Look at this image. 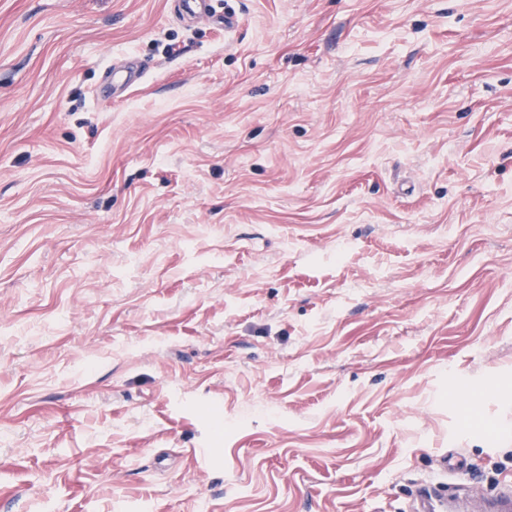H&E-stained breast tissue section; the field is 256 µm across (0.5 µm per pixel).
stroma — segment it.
Wrapping results in <instances>:
<instances>
[{"mask_svg":"<svg viewBox=\"0 0 512 512\" xmlns=\"http://www.w3.org/2000/svg\"><path fill=\"white\" fill-rule=\"evenodd\" d=\"M230 4L0 0V512L512 482V0ZM210 0H179L178 12L183 20H193L200 13L210 15L209 21L219 28L229 29L237 27L239 18L236 13L224 11L217 13L212 9ZM144 73V67L134 58H128L122 69L112 65L113 80H119L128 87L138 83L144 76Z\"/></svg>","mask_w":512,"mask_h":512,"instance_id":"35a3bbf8","label":"stroma"}]
</instances>
